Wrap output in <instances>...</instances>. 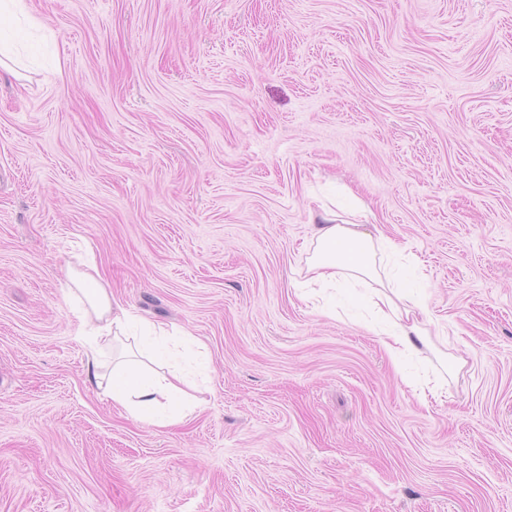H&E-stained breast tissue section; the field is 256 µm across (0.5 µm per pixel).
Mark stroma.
<instances>
[{
	"label": "stroma",
	"mask_w": 512,
	"mask_h": 512,
	"mask_svg": "<svg viewBox=\"0 0 512 512\" xmlns=\"http://www.w3.org/2000/svg\"><path fill=\"white\" fill-rule=\"evenodd\" d=\"M0 59V512H512V0H26ZM353 193L430 344L296 283ZM91 249L180 336L159 427L88 378Z\"/></svg>",
	"instance_id": "obj_1"
}]
</instances>
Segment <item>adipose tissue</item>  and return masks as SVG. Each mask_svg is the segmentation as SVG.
Masks as SVG:
<instances>
[{"label": "adipose tissue", "mask_w": 512, "mask_h": 512, "mask_svg": "<svg viewBox=\"0 0 512 512\" xmlns=\"http://www.w3.org/2000/svg\"><path fill=\"white\" fill-rule=\"evenodd\" d=\"M361 215V209L355 205L338 209L321 206L310 243L305 283L333 287L353 280L370 285L371 304L383 322L378 336L392 362L396 363L401 356L426 344L428 320L418 315L423 308L421 302L388 282L390 273L403 257V247L383 233L367 231L358 222ZM79 292L86 297L85 303L73 308L80 335L115 342L132 324L141 325L148 334L147 340L138 345L137 356L125 361L118 375L99 373L97 358H90L88 374L95 385L104 390L115 406L158 426L191 416L196 406L172 378L143 373L144 360L159 353L169 337L168 330L128 310L113 307L111 288L92 273L72 277L66 294L71 297Z\"/></svg>", "instance_id": "obj_1"}]
</instances>
